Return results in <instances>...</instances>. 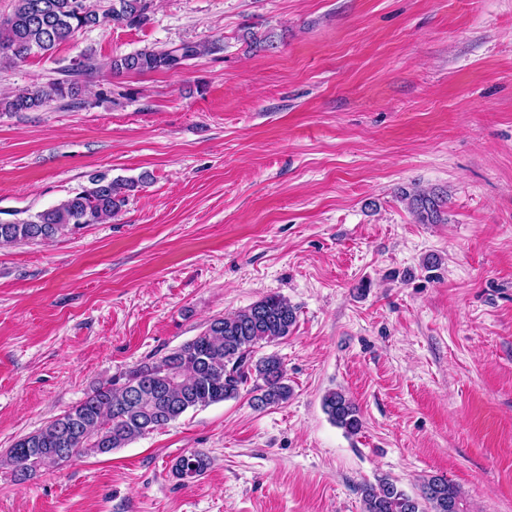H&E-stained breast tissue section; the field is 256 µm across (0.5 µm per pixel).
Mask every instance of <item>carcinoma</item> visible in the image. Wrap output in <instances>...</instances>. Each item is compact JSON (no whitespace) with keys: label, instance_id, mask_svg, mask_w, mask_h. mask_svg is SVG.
I'll return each instance as SVG.
<instances>
[{"label":"carcinoma","instance_id":"cac0c4a2","mask_svg":"<svg viewBox=\"0 0 512 512\" xmlns=\"http://www.w3.org/2000/svg\"><path fill=\"white\" fill-rule=\"evenodd\" d=\"M152 0H115L103 10L90 0H13L12 11L0 17V63L23 62L46 56L83 30L106 25L139 26L148 20ZM212 51L206 43H182L171 48L147 47L112 57L115 75L176 71ZM94 68L88 56L62 71L61 77L25 92L0 97L1 112H27L51 101L78 99L81 82ZM104 175L91 178V187L25 218L0 220V244L47 241L115 218L130 192L147 181ZM419 224H440L446 195L435 191L401 190ZM297 312L288 299L267 295L249 307L210 321L205 331L160 361L132 371L116 386L94 389L81 403L18 439L3 464L25 479L61 464L59 448L72 449V458L105 454L178 419L191 408L234 399L241 390L251 394V405L262 410L288 401L291 387L282 359L276 354L256 356L261 343L287 338ZM140 387L136 398L130 391ZM329 419L346 433H358L363 422L358 408L342 392L323 398ZM206 453L195 451L177 459L173 475L195 480L209 468ZM362 512H460L459 489L448 479L432 476L420 494L412 496L386 476L359 487Z\"/></svg>","mask_w":512,"mask_h":512}]
</instances>
